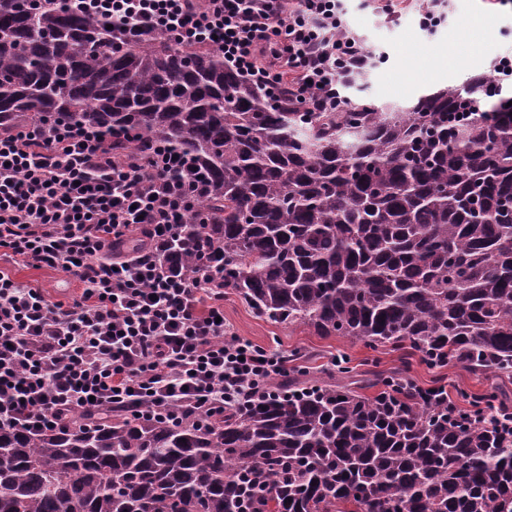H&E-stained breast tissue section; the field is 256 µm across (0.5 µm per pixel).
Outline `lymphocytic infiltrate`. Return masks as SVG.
Masks as SVG:
<instances>
[{"label":"lymphocytic infiltrate","instance_id":"f902f5d3","mask_svg":"<svg viewBox=\"0 0 512 512\" xmlns=\"http://www.w3.org/2000/svg\"><path fill=\"white\" fill-rule=\"evenodd\" d=\"M66 2L217 43L242 77L299 112L343 111L344 80L377 62L344 0ZM203 187L179 153L119 154L62 122L0 134V426L34 432L118 407L205 425L288 375V355L221 323L222 264L189 277L166 260L182 225L209 223ZM10 263L62 271L81 291L52 299Z\"/></svg>","mask_w":512,"mask_h":512}]
</instances>
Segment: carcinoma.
Instances as JSON below:
<instances>
[{
    "instance_id": "1",
    "label": "carcinoma",
    "mask_w": 512,
    "mask_h": 512,
    "mask_svg": "<svg viewBox=\"0 0 512 512\" xmlns=\"http://www.w3.org/2000/svg\"><path fill=\"white\" fill-rule=\"evenodd\" d=\"M94 11L0 0V132L20 118L164 144L209 224L170 260L224 258L260 317L512 375V95L491 75L387 109L294 112L214 45ZM293 380L208 427L114 413L0 427V512H512V437L407 383Z\"/></svg>"
}]
</instances>
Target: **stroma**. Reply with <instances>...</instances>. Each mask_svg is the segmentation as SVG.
I'll return each mask as SVG.
<instances>
[{
    "label": "stroma",
    "instance_id": "35a3bbf8",
    "mask_svg": "<svg viewBox=\"0 0 512 512\" xmlns=\"http://www.w3.org/2000/svg\"><path fill=\"white\" fill-rule=\"evenodd\" d=\"M375 6L376 0H352L350 4L353 25L367 34L379 54L359 90L350 91L349 97L355 101L365 98L380 106L409 105L423 93L460 88L471 78L489 73L492 60L512 49V8L507 6L491 5L487 0H458L456 23L440 26L430 35L420 30L416 13H405L384 24ZM12 273L20 281L42 286L57 299L79 292L78 282L58 270L16 265ZM224 321L238 336L256 345L298 352L300 365L308 367L314 381L330 373L344 384L377 372L412 380L424 388L441 379L450 397L464 408L473 398L491 393L512 399V376L471 373L454 365L432 369L417 357L406 364L399 353L375 351L358 340L292 330L257 316L230 289L224 292Z\"/></svg>",
    "mask_w": 512,
    "mask_h": 512
}]
</instances>
